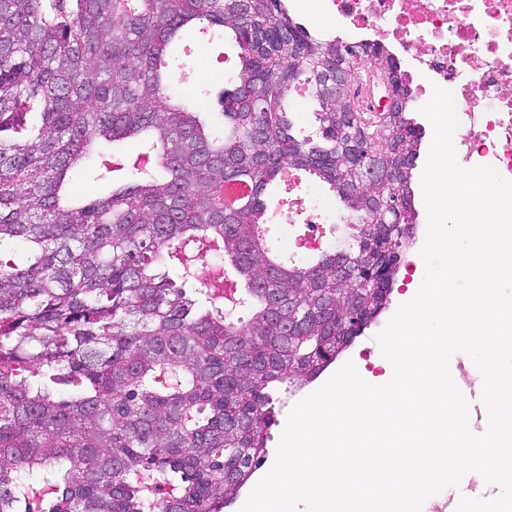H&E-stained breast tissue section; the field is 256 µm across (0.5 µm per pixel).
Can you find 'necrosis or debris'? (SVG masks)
Returning a JSON list of instances; mask_svg holds the SVG:
<instances>
[{"label": "necrosis or debris", "instance_id": "4bbe7bcc", "mask_svg": "<svg viewBox=\"0 0 512 512\" xmlns=\"http://www.w3.org/2000/svg\"><path fill=\"white\" fill-rule=\"evenodd\" d=\"M324 2L337 33L384 46L421 74V92H452L460 166L512 180V0Z\"/></svg>", "mask_w": 512, "mask_h": 512}]
</instances>
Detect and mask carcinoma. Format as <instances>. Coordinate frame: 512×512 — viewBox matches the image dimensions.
I'll return each mask as SVG.
<instances>
[{"mask_svg":"<svg viewBox=\"0 0 512 512\" xmlns=\"http://www.w3.org/2000/svg\"><path fill=\"white\" fill-rule=\"evenodd\" d=\"M203 29L230 34L239 59L211 120L176 98L170 54ZM368 61L414 98L381 45L314 32L288 0H0V512H222L237 499L268 454L273 388L314 381L351 347L412 238V104L336 102V78ZM301 92L317 104L313 135L295 130ZM124 139L157 153L155 168L110 167L101 144ZM82 164L112 190L65 202ZM370 166L375 184L361 179ZM284 168L344 204L347 244L271 261L255 229ZM235 181L251 204L225 203ZM210 239L245 282L244 320L179 262ZM14 244L21 266L3 256ZM147 475L171 493L153 498Z\"/></svg>","mask_w":512,"mask_h":512,"instance_id":"obj_1","label":"carcinoma"}]
</instances>
